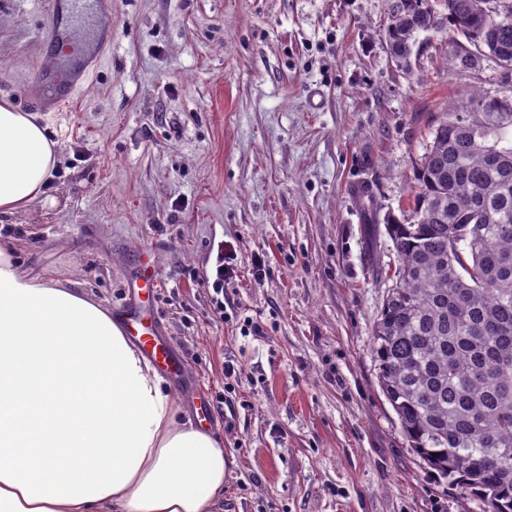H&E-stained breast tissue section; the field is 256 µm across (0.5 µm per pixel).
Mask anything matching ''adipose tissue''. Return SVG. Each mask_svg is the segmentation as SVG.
Returning <instances> with one entry per match:
<instances>
[{
    "instance_id": "adipose-tissue-1",
    "label": "adipose tissue",
    "mask_w": 512,
    "mask_h": 512,
    "mask_svg": "<svg viewBox=\"0 0 512 512\" xmlns=\"http://www.w3.org/2000/svg\"><path fill=\"white\" fill-rule=\"evenodd\" d=\"M57 154L0 98V216L43 195ZM235 464L111 310L0 249V512H224Z\"/></svg>"
}]
</instances>
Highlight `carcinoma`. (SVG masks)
Instances as JSON below:
<instances>
[{"mask_svg":"<svg viewBox=\"0 0 512 512\" xmlns=\"http://www.w3.org/2000/svg\"><path fill=\"white\" fill-rule=\"evenodd\" d=\"M392 0L391 61L441 34L448 71L512 64V0ZM471 89L431 131L411 220L384 218L395 285L373 328L379 386L409 448L481 512H512V73Z\"/></svg>","mask_w":512,"mask_h":512,"instance_id":"obj_1","label":"carcinoma"}]
</instances>
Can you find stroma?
<instances>
[{"label":"stroma","instance_id":"obj_1","mask_svg":"<svg viewBox=\"0 0 512 512\" xmlns=\"http://www.w3.org/2000/svg\"><path fill=\"white\" fill-rule=\"evenodd\" d=\"M390 2L112 0L111 54L54 112L25 87L61 7L0 0V97L48 116L59 146L45 194L0 219V247L116 313L139 250L156 252L163 334L236 459L226 512H480L407 447L378 386L394 254L351 188L409 218L431 127L492 71L449 73L432 48L400 71ZM222 246L237 270L218 316Z\"/></svg>","mask_w":512,"mask_h":512}]
</instances>
